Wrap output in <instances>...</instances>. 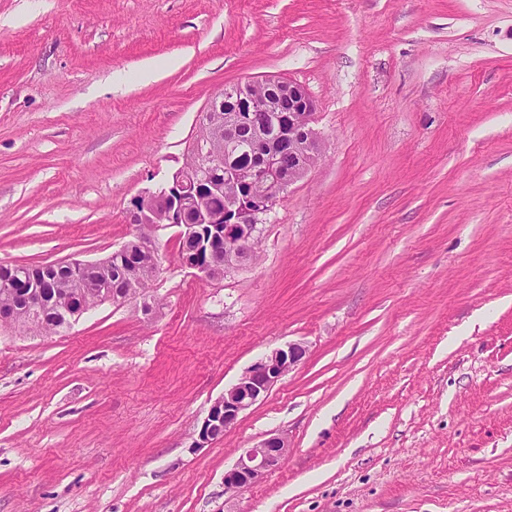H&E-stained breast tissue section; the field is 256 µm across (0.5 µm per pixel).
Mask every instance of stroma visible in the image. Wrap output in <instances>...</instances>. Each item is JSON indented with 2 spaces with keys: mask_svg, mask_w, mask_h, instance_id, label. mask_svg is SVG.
I'll use <instances>...</instances> for the list:
<instances>
[{
  "mask_svg": "<svg viewBox=\"0 0 512 512\" xmlns=\"http://www.w3.org/2000/svg\"><path fill=\"white\" fill-rule=\"evenodd\" d=\"M267 77L307 89L323 152L256 259L197 276L162 226L149 301L0 328V512H512V0H0V263L133 240L211 97ZM308 356V346L290 343L276 348L252 364L224 394L211 405L202 421L195 447L202 448L224 437L241 413L263 400L277 383ZM288 452V442L282 436H272L242 453L235 465L224 472V490L244 491L259 482L265 473L280 464Z\"/></svg>",
  "mask_w": 512,
  "mask_h": 512,
  "instance_id": "obj_1",
  "label": "stroma"
}]
</instances>
